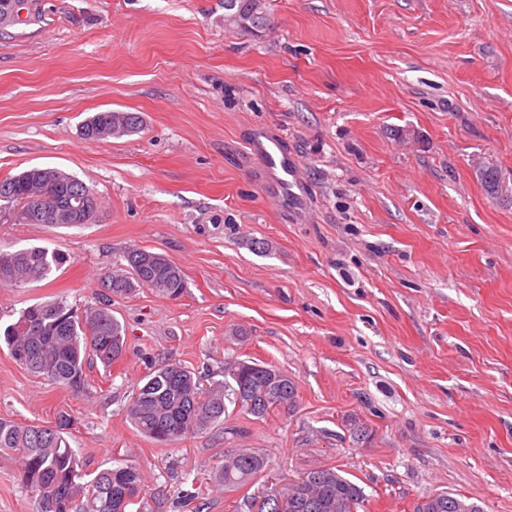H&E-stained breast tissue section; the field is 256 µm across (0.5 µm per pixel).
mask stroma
I'll list each match as a JSON object with an SVG mask.
<instances>
[{"label": "stroma", "instance_id": "obj_1", "mask_svg": "<svg viewBox=\"0 0 512 512\" xmlns=\"http://www.w3.org/2000/svg\"><path fill=\"white\" fill-rule=\"evenodd\" d=\"M105 110L142 131L84 139ZM397 126L419 140L390 139ZM259 127L300 159L306 221L268 196ZM33 166L76 176L99 208L65 227L0 215V246L67 258L0 286L1 323L97 304L133 246L187 281L176 299L113 297L127 350L87 365L85 390L0 348V419L69 416L83 481L132 464L128 512H237L242 491L215 473L251 448L268 462L259 497L325 466L362 487L358 512H415L445 491L512 512V0H272L256 33L225 27L224 0H24L0 27V178ZM231 358L288 374L295 406L232 409L169 446L131 424L151 362L220 381ZM0 512H36L3 453Z\"/></svg>", "mask_w": 512, "mask_h": 512}]
</instances>
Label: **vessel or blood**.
Listing matches in <instances>:
<instances>
[{
    "label": "vessel or blood",
    "mask_w": 512,
    "mask_h": 512,
    "mask_svg": "<svg viewBox=\"0 0 512 512\" xmlns=\"http://www.w3.org/2000/svg\"><path fill=\"white\" fill-rule=\"evenodd\" d=\"M252 154L261 161L268 174L266 189L279 206L301 209L302 194L298 181L300 162L285 151L280 139L264 134L250 144Z\"/></svg>",
    "instance_id": "1"
}]
</instances>
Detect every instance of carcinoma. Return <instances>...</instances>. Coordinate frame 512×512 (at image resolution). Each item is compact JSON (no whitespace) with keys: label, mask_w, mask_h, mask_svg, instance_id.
I'll use <instances>...</instances> for the list:
<instances>
[{"label":"carcinoma","mask_w":512,"mask_h":512,"mask_svg":"<svg viewBox=\"0 0 512 512\" xmlns=\"http://www.w3.org/2000/svg\"><path fill=\"white\" fill-rule=\"evenodd\" d=\"M224 25L241 30H260L268 21L264 0H224ZM142 130L141 117L133 112H97L82 125V135L91 141L122 138ZM55 185L61 193L74 188L88 189L77 177L59 171ZM142 251L130 247L123 254L127 274L109 275L102 287L116 295H126L135 288H149L162 296L176 298L187 288L183 271L164 256L151 265L141 267L130 256ZM22 268L3 272L0 285H11L17 275L25 283L47 278L66 262V257L46 247L33 246L14 250ZM33 313L44 319L45 329L39 336H28L5 327L0 334L11 357L26 352L33 354L28 370L67 388H86L85 362L92 355L109 367L126 350L124 328L112 315L107 301L102 300L82 312L63 300L32 305ZM266 381V396L273 402L292 407L297 388L280 370L251 360L224 363V380L208 390L200 387L195 373L177 362L165 361L150 368L133 390L128 407L132 424L157 444L169 445L204 430L224 418L227 404H237V391L256 379ZM68 418L61 415L53 425H20L0 419V449L16 457L22 483L38 501V512H62L64 501L76 502L75 489L82 463L66 438ZM263 456L248 449L224 457L216 480L229 489H239L258 478L264 471ZM305 488L295 512H356L363 501L362 488L332 467H317L304 473ZM97 496L85 512H114L112 497L122 487L136 496L141 475L133 466L103 469L93 479ZM417 512H484L481 505L443 492L427 498Z\"/></svg>","instance_id":"1"}]
</instances>
